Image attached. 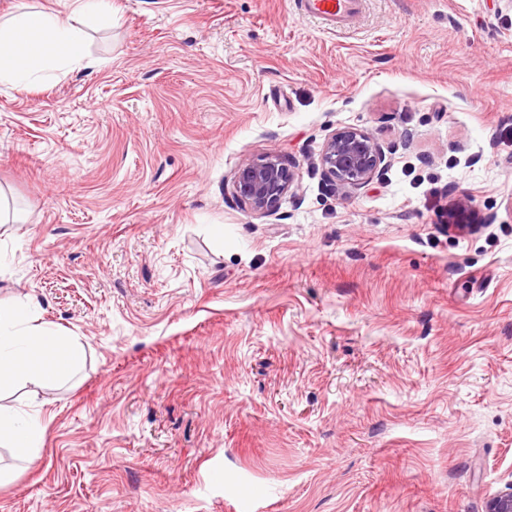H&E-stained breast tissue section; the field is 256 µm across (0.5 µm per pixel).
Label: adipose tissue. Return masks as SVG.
Here are the masks:
<instances>
[{
	"instance_id": "ef3b65f1",
	"label": "adipose tissue",
	"mask_w": 512,
	"mask_h": 512,
	"mask_svg": "<svg viewBox=\"0 0 512 512\" xmlns=\"http://www.w3.org/2000/svg\"><path fill=\"white\" fill-rule=\"evenodd\" d=\"M112 24L109 0H63L57 8L29 9L0 19V84L26 89L44 69L65 74L89 67L83 50L87 29ZM36 309L31 299L0 307V388L21 379L51 388L71 379L85 360L83 343L38 321ZM42 441L36 414L0 405V446L10 449L14 459L33 463Z\"/></svg>"
}]
</instances>
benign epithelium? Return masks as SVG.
<instances>
[{
  "instance_id": "7a95c632",
  "label": "benign epithelium",
  "mask_w": 512,
  "mask_h": 512,
  "mask_svg": "<svg viewBox=\"0 0 512 512\" xmlns=\"http://www.w3.org/2000/svg\"><path fill=\"white\" fill-rule=\"evenodd\" d=\"M385 155L373 136L355 127L337 129L326 140L320 167L336 191H359L379 177ZM232 192L245 207L257 213L271 211L289 192L294 178L279 155L269 152L242 163L234 172ZM487 512H512V483L490 498Z\"/></svg>"
}]
</instances>
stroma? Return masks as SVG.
Segmentation results:
<instances>
[{
  "label": "stroma",
  "mask_w": 512,
  "mask_h": 512,
  "mask_svg": "<svg viewBox=\"0 0 512 512\" xmlns=\"http://www.w3.org/2000/svg\"><path fill=\"white\" fill-rule=\"evenodd\" d=\"M91 68L0 85V303L84 344L20 382L0 512H485L512 482V6L112 0ZM369 132L366 189L324 181ZM279 155L275 211L232 197ZM304 14L319 18L330 30L348 28L361 13L365 0H295ZM385 155L373 136L355 127L337 129L326 140L320 167L329 185L338 192L359 191L378 178ZM231 183L233 195L241 204L254 212L265 213L291 190L294 178L279 155L269 152L242 163ZM42 441L43 429L37 414H22L0 405V446L10 448L14 459L32 464Z\"/></svg>",
  "instance_id": "1"
}]
</instances>
